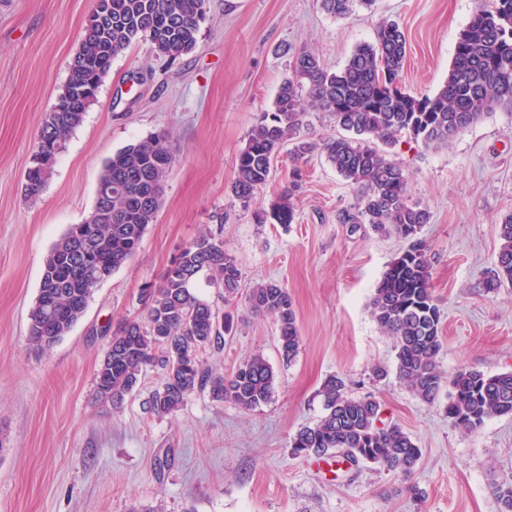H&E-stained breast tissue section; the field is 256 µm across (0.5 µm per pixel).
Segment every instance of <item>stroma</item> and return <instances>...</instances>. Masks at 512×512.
<instances>
[{
    "label": "stroma",
    "instance_id": "1",
    "mask_svg": "<svg viewBox=\"0 0 512 512\" xmlns=\"http://www.w3.org/2000/svg\"><path fill=\"white\" fill-rule=\"evenodd\" d=\"M480 0H376L337 18L320 0H206L196 48L177 59L146 40L114 58L95 101L56 159L39 196L24 192L39 132L69 76L94 0H0V512H499L495 483L512 478V416L474 431L417 398L396 374L393 339L371 299L407 242L371 225L338 221L362 193L324 154L294 160L281 150L255 203L232 197L236 161L261 112L291 74L295 50L338 70L379 23L408 38L402 86L434 95L455 43ZM164 132L175 160L164 203L135 256L94 290L83 317L51 349L27 338L28 314L53 243L93 210L102 167L129 144ZM387 156L408 175L411 201L431 219L428 247L441 310L444 379L474 369L512 371V285L486 293L482 281L512 214V112L482 117L449 146L408 138ZM302 182L291 224L259 223L287 186ZM214 233L235 257L243 292L234 334L210 363L231 372L262 353L275 373L267 404L243 410L193 395L180 410L145 412L160 370L143 374L121 402L101 400L95 373L126 318L142 315L141 290L158 283L174 255ZM259 281L286 288L301 343L292 362L274 317L249 312ZM385 369L386 377L375 374ZM331 375L350 395L374 394L382 420L400 425L421 450L410 480L372 464L335 465L294 455L291 441L324 414Z\"/></svg>",
    "mask_w": 512,
    "mask_h": 512
}]
</instances>
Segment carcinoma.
I'll use <instances>...</instances> for the list:
<instances>
[{"mask_svg": "<svg viewBox=\"0 0 512 512\" xmlns=\"http://www.w3.org/2000/svg\"><path fill=\"white\" fill-rule=\"evenodd\" d=\"M105 14L94 12L84 29L82 47L57 102L47 113L38 147L50 141L57 151L26 172L25 192L37 196L50 178L57 154L95 100L112 60L133 42L148 40L161 54L177 59L197 45L206 0H101ZM376 0H322L327 13L343 18L355 6ZM407 40L394 21H383L376 42L354 48L344 66L326 69L313 52L293 54L292 74L281 83L273 107L260 114L237 158L234 200L247 206L269 182L283 144L301 125L305 106L328 112L355 137H334L321 144L299 140L294 158L321 150L336 172L362 190L354 213L343 224L367 223L375 231L411 240L389 264L372 302V315L394 340L396 373L422 401L437 400L443 385L438 368L442 350L441 314L433 292L427 247L418 237L431 215L409 200L404 169L387 158L376 142L392 146L402 136L426 148L449 145L485 114L512 112V0H487L459 34L448 76L433 96L421 98L402 88ZM173 157L164 133L153 134L115 153L103 167L96 203L89 217L74 224L53 244L45 260L38 297L29 312L28 340L41 350L53 347L83 316L95 287L137 252L148 226L164 202ZM301 174L292 171L288 189L260 222L291 224L293 197ZM216 289L224 304L239 294L242 273L224 241L204 234L183 246L159 285L142 289L145 315L124 319L113 332L95 373L97 394L118 402L149 369L163 370V382L149 401L157 416L183 407L206 392L217 402L251 410L273 394L274 372L261 354L244 359L224 375L202 357L224 346L233 330L230 314L199 298V276ZM512 285V215L499 225V247L483 288L494 292ZM248 304L255 314L277 318L279 352L290 362L301 336L288 290L266 281L254 284ZM446 413L456 425L475 431L492 416H512V371L487 375L461 370L451 380ZM324 415L297 431L292 453L334 454L336 461L370 463L409 477L421 449L397 424H381V405L371 394L350 396L344 381L328 377L321 389ZM500 512H512V481L496 486Z\"/></svg>", "mask_w": 512, "mask_h": 512, "instance_id": "cac0c4a2", "label": "carcinoma"}]
</instances>
